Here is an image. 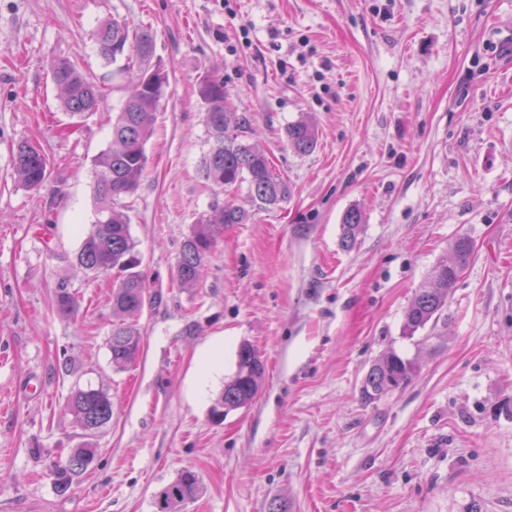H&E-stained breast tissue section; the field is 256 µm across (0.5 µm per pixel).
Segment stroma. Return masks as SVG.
Listing matches in <instances>:
<instances>
[{"mask_svg":"<svg viewBox=\"0 0 512 512\" xmlns=\"http://www.w3.org/2000/svg\"><path fill=\"white\" fill-rule=\"evenodd\" d=\"M108 18L149 30L170 75L131 211L162 301L120 370L112 281L74 263L92 161L127 95V74L97 51ZM54 58L106 93L67 136ZM213 66L291 195L267 210L233 197L249 220L184 288L172 271L211 201L197 84ZM303 117L318 141L298 154L285 129ZM22 140L49 161L37 193L14 182ZM353 207L364 224L346 250ZM460 237L474 253L447 308L404 335ZM63 279L74 318L53 305ZM244 343L263 385L214 422ZM391 347L421 369L365 402L362 380ZM86 385L112 398L92 436L67 409ZM88 443L94 467L57 492L53 464ZM184 470L202 493L182 512H512V0H0V512H154ZM364 224V214L360 209L348 210L342 218V235L340 244L344 249L352 248Z\"/></svg>","mask_w":512,"mask_h":512,"instance_id":"35a3bbf8","label":"stroma"}]
</instances>
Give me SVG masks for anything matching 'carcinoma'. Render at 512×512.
<instances>
[{"label": "carcinoma", "instance_id": "obj_1", "mask_svg": "<svg viewBox=\"0 0 512 512\" xmlns=\"http://www.w3.org/2000/svg\"><path fill=\"white\" fill-rule=\"evenodd\" d=\"M95 41L106 62L121 63V72L137 71L131 94L112 119L110 145L93 160L94 220L76 255L77 265L87 274L96 278L112 277L110 301L116 321L112 322L108 350L112 364L123 367L140 353L142 333L138 319L144 308L162 299L159 292L151 290L139 270L141 259L131 231L127 200L137 194L148 170L147 143L166 96L169 75L161 64H151L155 42L143 28L116 19L107 20L96 30ZM50 73L61 106L71 117L81 118L104 103L103 89L71 61H52ZM197 89L205 107L209 142L201 170L212 201L182 243L174 276L184 288L197 285L206 259L224 241V229L247 221L248 213L224 204V195L244 190L252 203L266 209L287 201L291 193L288 181L273 173L265 153L245 139L248 119L227 107L224 77L207 71ZM286 138L288 146L298 154L311 152L317 143L314 126L303 119L288 125ZM11 164L19 186L28 191H38L44 186L48 160L37 145L19 142ZM362 224L361 210L352 208L344 214L340 239L343 248L350 249L356 244ZM472 253L469 239L463 237L453 243L452 258L434 267L430 284L419 290L407 308L405 335L412 336L438 321ZM53 303L57 312L68 316L76 314L79 308L75 293L63 280L56 285ZM419 369L416 360L393 349L387 350L366 373L361 394L366 401L373 402L408 384ZM264 375L265 366L257 351L247 343L241 344L235 375L213 404L212 420L220 422L225 412L248 405L258 393ZM68 410L82 430L92 435L112 420V398L101 389L79 388L70 396ZM95 459V449L75 448L65 462L54 464L51 473L57 491H68L74 478L88 470ZM200 492L198 476L184 470L155 493L156 512H180Z\"/></svg>", "mask_w": 512, "mask_h": 512}]
</instances>
